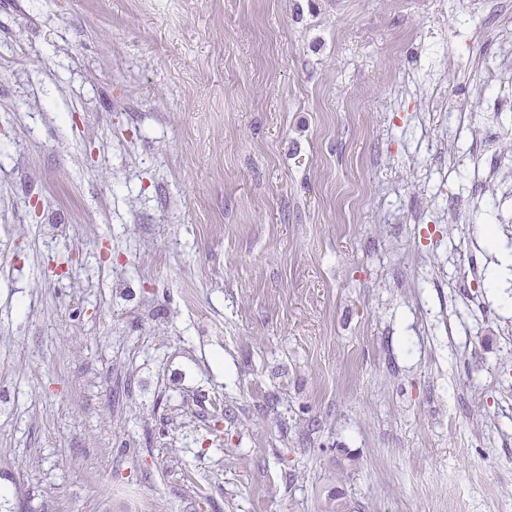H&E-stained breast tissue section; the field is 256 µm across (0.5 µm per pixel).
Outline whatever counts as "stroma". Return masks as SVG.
Listing matches in <instances>:
<instances>
[{"instance_id": "35a3bbf8", "label": "stroma", "mask_w": 512, "mask_h": 512, "mask_svg": "<svg viewBox=\"0 0 512 512\" xmlns=\"http://www.w3.org/2000/svg\"><path fill=\"white\" fill-rule=\"evenodd\" d=\"M487 224L512 0H0V512H512Z\"/></svg>"}]
</instances>
